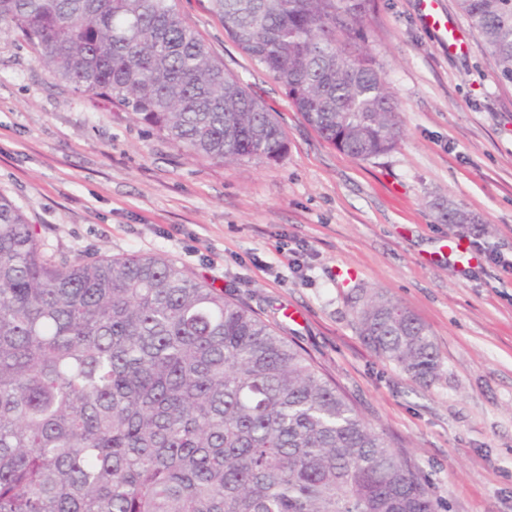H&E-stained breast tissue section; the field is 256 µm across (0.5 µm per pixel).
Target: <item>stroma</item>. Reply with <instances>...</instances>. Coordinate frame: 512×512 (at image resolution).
<instances>
[{
    "label": "stroma",
    "mask_w": 512,
    "mask_h": 512,
    "mask_svg": "<svg viewBox=\"0 0 512 512\" xmlns=\"http://www.w3.org/2000/svg\"><path fill=\"white\" fill-rule=\"evenodd\" d=\"M182 19L274 113L276 161L190 157L123 108L49 76L0 28V194L48 253L146 254L247 302L404 449L443 512H512V84L456 0H376L366 45L403 128L352 158L303 120L225 35L208 0ZM476 221L444 224L436 203ZM375 293L424 323L442 367L422 384L359 334Z\"/></svg>",
    "instance_id": "35a3bbf8"
}]
</instances>
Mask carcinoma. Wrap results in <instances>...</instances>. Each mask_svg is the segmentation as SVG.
I'll return each mask as SVG.
<instances>
[{
    "instance_id": "carcinoma-1",
    "label": "carcinoma",
    "mask_w": 512,
    "mask_h": 512,
    "mask_svg": "<svg viewBox=\"0 0 512 512\" xmlns=\"http://www.w3.org/2000/svg\"><path fill=\"white\" fill-rule=\"evenodd\" d=\"M512 84V0H456ZM376 0H209L304 121L368 160L399 142L395 97L361 47ZM49 74L220 163L287 140L173 0H0ZM448 224H472L438 205ZM360 334L416 381L429 329L375 295ZM0 512H439L407 455L297 343L155 255L46 253L0 194Z\"/></svg>"
}]
</instances>
